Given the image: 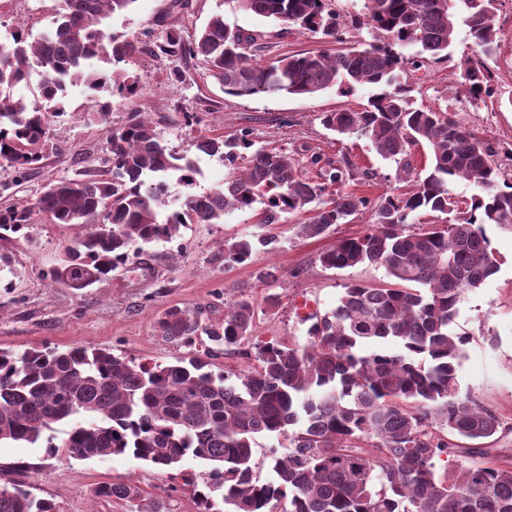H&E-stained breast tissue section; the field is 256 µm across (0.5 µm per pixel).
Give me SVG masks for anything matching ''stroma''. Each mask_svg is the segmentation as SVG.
I'll return each instance as SVG.
<instances>
[{"label": "stroma", "instance_id": "35a3bbf8", "mask_svg": "<svg viewBox=\"0 0 512 512\" xmlns=\"http://www.w3.org/2000/svg\"><path fill=\"white\" fill-rule=\"evenodd\" d=\"M56 7V0H0V47H13L18 31L30 41L39 38L52 24ZM216 15L255 33L265 46L260 57L264 63L292 53L338 48L309 32H282L277 23L233 9L227 0H137L133 13L113 16L111 25L113 31L132 35L153 29L162 20L190 39ZM125 69L138 85L134 97L111 98L82 86L70 87L63 114L50 122L36 168L21 174L0 160V209L34 203L50 184L74 173L106 169L108 129L123 125L129 113L138 110L149 113L156 132L178 153L189 150L197 136H229L250 126L258 145L288 150L309 179L317 177L308 164L315 150L325 158L353 163L356 177L346 182L347 192L373 200L407 189L395 178V163L377 155L368 140L338 136L321 124V113L366 105L375 87L348 91L334 85L313 97L236 98L224 95L197 60L144 54ZM176 69L182 73L178 82L170 78ZM105 101L112 104L106 124L91 121L90 113ZM448 109L451 118L480 136L512 143V103L469 109L452 101ZM187 110L203 114L200 127L185 126L182 114ZM262 210L257 204L220 224L185 225L176 239L153 243L140 261L79 290L51 282L48 273L83 234V226L54 224L38 216L24 233L0 241V250L14 257L13 276L0 282V349L64 350L83 344L137 361L168 364L183 350L155 332L153 322L159 313L172 307H200L217 324L225 308L245 294L257 306L253 334L239 352L212 361L213 371L234 372L254 365L258 342L305 345L312 317L336 306L344 284L385 281L386 271L377 265L337 270L324 268L319 261L337 240L362 231L369 213L351 216L327 235L302 238L296 226L304 222V215L285 213L278 223L264 224ZM488 235L499 269L460 303L458 330L467 343L457 382L460 396L491 409L501 422L498 432L485 440L481 461L511 468L512 232L492 228ZM266 236L276 237V247L258 253L251 264L226 269L213 264L212 256L224 241ZM270 270L276 272V280L266 279ZM270 295L277 296L276 306H268ZM103 482H129L139 494L127 501L93 498L92 489ZM14 483L52 501L55 512H196L194 486L172 483L168 470L130 455L78 460L62 449L51 453L42 445L2 443L0 486Z\"/></svg>", "mask_w": 512, "mask_h": 512}]
</instances>
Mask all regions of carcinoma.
Here are the masks:
<instances>
[{"instance_id":"cac0c4a2","label":"carcinoma","mask_w":512,"mask_h":512,"mask_svg":"<svg viewBox=\"0 0 512 512\" xmlns=\"http://www.w3.org/2000/svg\"><path fill=\"white\" fill-rule=\"evenodd\" d=\"M467 15L458 18L456 2ZM53 27L28 42L0 50V159L24 171L41 158L50 119L63 108L67 88L129 96L128 73L106 74L98 63L118 65L145 53L199 59L224 94L232 97H313L332 85L379 86L359 110L320 115L340 136L364 137L396 164L410 188L375 201L339 190L355 177L346 161L322 164L318 183L303 179L285 151L254 148L250 127L228 137L200 136L193 146L229 168L224 182L203 195L186 194L168 210L169 181L191 187L197 160L177 154L157 136L145 112L108 132V169L77 174L49 186L32 205L0 210V240L21 232L34 215L54 224L89 226L51 271V280L85 288L139 258L145 247L169 241L184 224H222L224 215L265 205L264 222L283 213L309 214L298 234L317 237L371 211V223L339 239L320 255L329 269L362 264L385 268L389 281L344 285L336 307L308 329L299 347L267 342L257 347L254 369L227 374L206 370L210 360L238 349L252 335L257 306L246 295L224 310V323L206 324L204 310L170 308L154 327L188 349L175 364L137 362L76 344L0 351V443L64 449L70 456L107 460L131 455L176 469L187 458L211 465L204 489L194 493L197 512H512V469L486 463L453 464L469 448L448 441L492 437L499 418L476 400L458 395L457 370L466 337L457 332L459 304L498 270L487 228L512 227V182L502 159L512 148L474 134L441 106H413L415 74L452 60L458 23L474 50L452 66L450 90L473 108L497 101V71L488 60L501 46V0H364L363 19L346 24L332 0H233L237 8L299 27L340 43L349 29L366 27L370 43L334 54L298 53L266 64L256 34L214 16L194 38L174 29L147 33L150 41L112 32L107 20L133 10L137 0H58ZM405 47L415 48L406 55ZM37 74L42 106L30 107L13 90ZM427 146L428 169L413 173L407 157ZM249 153L247 165L236 161ZM462 180L479 189L465 206L448 185ZM439 212L444 224H416L414 214ZM275 237L224 241L213 261L226 268L251 263ZM211 345L197 348L199 336ZM70 423L61 442L53 425ZM258 435L285 441L272 454L271 478L255 472ZM455 465L450 470L448 466ZM129 483H103L97 498L128 500ZM0 512H54L51 501L21 486H0Z\"/></svg>"}]
</instances>
